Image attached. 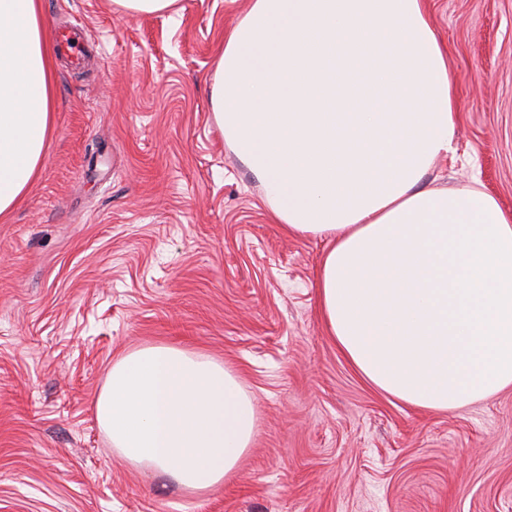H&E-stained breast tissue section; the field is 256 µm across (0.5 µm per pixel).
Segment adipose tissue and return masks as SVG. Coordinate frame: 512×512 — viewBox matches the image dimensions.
Masks as SVG:
<instances>
[{"label": "adipose tissue", "mask_w": 512, "mask_h": 512, "mask_svg": "<svg viewBox=\"0 0 512 512\" xmlns=\"http://www.w3.org/2000/svg\"><path fill=\"white\" fill-rule=\"evenodd\" d=\"M53 55L41 0H0V220L54 131ZM454 89L425 0H252L213 97L278 223L325 240L319 305L343 357L441 412L512 388V213L425 183L456 155ZM95 412L127 461L190 491L228 481L256 427L232 369L170 345L114 361Z\"/></svg>", "instance_id": "ef3b65f1"}]
</instances>
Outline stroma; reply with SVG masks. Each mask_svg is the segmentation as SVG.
Listing matches in <instances>:
<instances>
[{
  "label": "stroma",
  "instance_id": "stroma-1",
  "mask_svg": "<svg viewBox=\"0 0 512 512\" xmlns=\"http://www.w3.org/2000/svg\"><path fill=\"white\" fill-rule=\"evenodd\" d=\"M251 0H42L81 24L56 57L55 132L0 221V512H512V390L427 412L339 353L316 288L324 240L275 221L213 112L216 61ZM456 76V162L512 212V0H426ZM235 370L258 429L236 477L192 494L127 464L95 418L113 362L147 345ZM120 12L137 15H165L176 11L178 0H113Z\"/></svg>",
  "mask_w": 512,
  "mask_h": 512
}]
</instances>
